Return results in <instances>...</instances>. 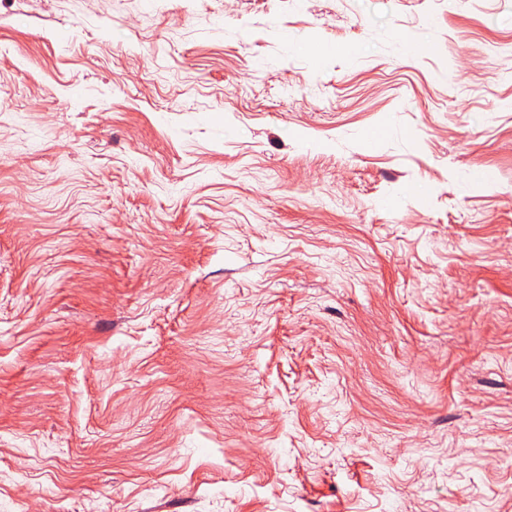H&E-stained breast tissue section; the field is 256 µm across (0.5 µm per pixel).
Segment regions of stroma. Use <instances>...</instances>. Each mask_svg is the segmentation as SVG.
<instances>
[{"label": "stroma", "mask_w": 512, "mask_h": 512, "mask_svg": "<svg viewBox=\"0 0 512 512\" xmlns=\"http://www.w3.org/2000/svg\"><path fill=\"white\" fill-rule=\"evenodd\" d=\"M1 395L0 512H512V0H0Z\"/></svg>", "instance_id": "35a3bbf8"}]
</instances>
